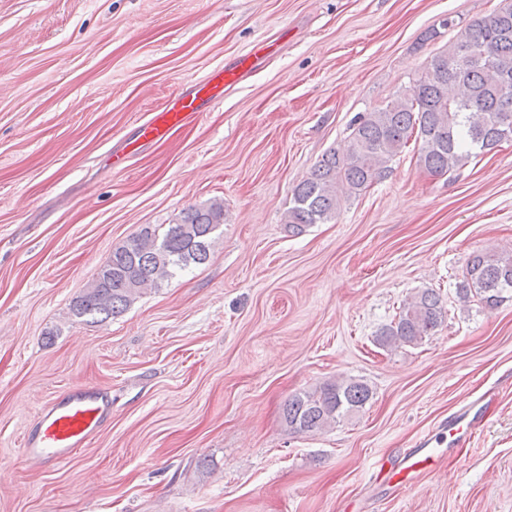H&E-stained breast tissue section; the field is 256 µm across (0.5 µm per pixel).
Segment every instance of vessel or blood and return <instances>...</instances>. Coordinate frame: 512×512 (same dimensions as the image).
<instances>
[{
  "mask_svg": "<svg viewBox=\"0 0 512 512\" xmlns=\"http://www.w3.org/2000/svg\"><path fill=\"white\" fill-rule=\"evenodd\" d=\"M249 56H240L216 71L212 91L203 85L189 84L171 95L164 107L145 122L136 140L138 147L165 139L179 125L185 113L208 111L218 100L225 83L237 81L241 72L251 70ZM112 417L110 391L91 386L74 385L54 395L45 404L36 427L23 438L22 454L39 469L57 467L72 461L78 450L109 422ZM459 419H450L446 434L428 432L404 456V470L409 483H416L420 473L438 464L446 448L458 445Z\"/></svg>",
  "mask_w": 512,
  "mask_h": 512,
  "instance_id": "vessel-or-blood-1",
  "label": "vessel or blood"
}]
</instances>
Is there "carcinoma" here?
<instances>
[{
	"mask_svg": "<svg viewBox=\"0 0 512 512\" xmlns=\"http://www.w3.org/2000/svg\"><path fill=\"white\" fill-rule=\"evenodd\" d=\"M349 144L325 153L293 190L284 215L288 231L300 234L310 224L335 217L343 197L357 196L383 181L392 161L413 141L417 164L443 176L469 159L512 141V5L464 29L437 56L423 76L386 105L358 114ZM224 223V205L192 206L164 235L145 226L112 249L95 278L76 296L71 311L90 323H104L125 311L142 290L203 263L212 234ZM512 291V255L472 254L466 261L459 298L476 297L493 310ZM440 296L432 289L405 299L397 319L380 334L384 345H416L442 323ZM371 398L359 380L329 381L296 393L283 407L293 434L322 431L361 410Z\"/></svg>",
	"mask_w": 512,
	"mask_h": 512,
	"instance_id": "obj_1",
	"label": "carcinoma"
}]
</instances>
